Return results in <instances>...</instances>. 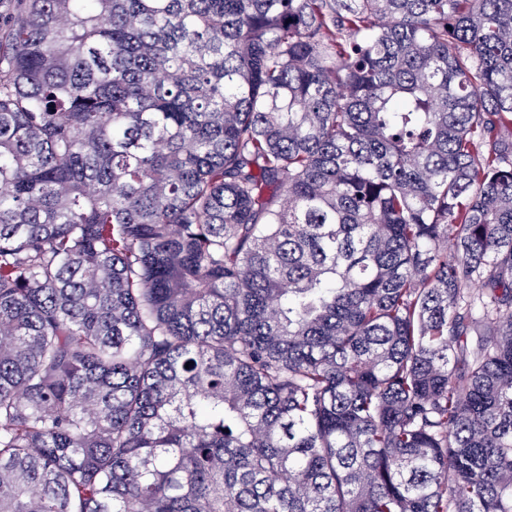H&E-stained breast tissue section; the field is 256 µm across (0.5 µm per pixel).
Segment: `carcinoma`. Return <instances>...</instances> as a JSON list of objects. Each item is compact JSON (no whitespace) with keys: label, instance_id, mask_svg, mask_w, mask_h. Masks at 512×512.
I'll return each instance as SVG.
<instances>
[{"label":"carcinoma","instance_id":"obj_1","mask_svg":"<svg viewBox=\"0 0 512 512\" xmlns=\"http://www.w3.org/2000/svg\"><path fill=\"white\" fill-rule=\"evenodd\" d=\"M0 512H512V0H0Z\"/></svg>","mask_w":512,"mask_h":512}]
</instances>
